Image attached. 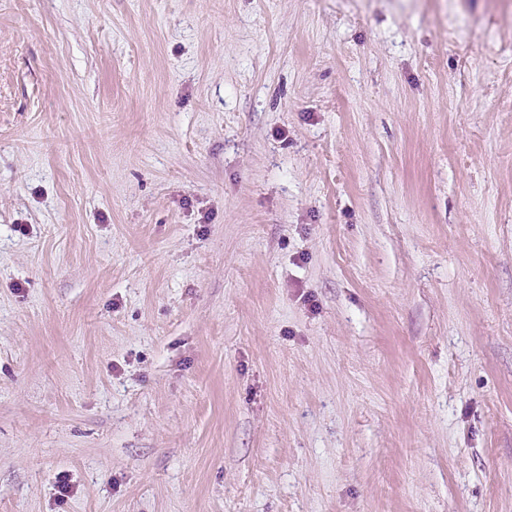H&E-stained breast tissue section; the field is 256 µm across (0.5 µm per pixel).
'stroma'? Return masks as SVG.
<instances>
[{
    "label": "stroma",
    "mask_w": 512,
    "mask_h": 512,
    "mask_svg": "<svg viewBox=\"0 0 512 512\" xmlns=\"http://www.w3.org/2000/svg\"><path fill=\"white\" fill-rule=\"evenodd\" d=\"M0 512H512V0H0Z\"/></svg>",
    "instance_id": "1"
}]
</instances>
